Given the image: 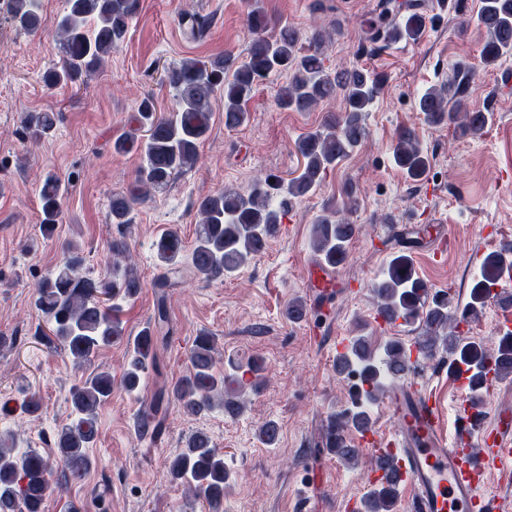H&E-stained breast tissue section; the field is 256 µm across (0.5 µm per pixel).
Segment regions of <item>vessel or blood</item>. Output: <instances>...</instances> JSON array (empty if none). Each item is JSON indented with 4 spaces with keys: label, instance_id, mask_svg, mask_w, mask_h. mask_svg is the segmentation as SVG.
I'll return each instance as SVG.
<instances>
[{
    "label": "vessel or blood",
    "instance_id": "b4317fda",
    "mask_svg": "<svg viewBox=\"0 0 512 512\" xmlns=\"http://www.w3.org/2000/svg\"><path fill=\"white\" fill-rule=\"evenodd\" d=\"M427 365V355L413 349L407 380L385 402L404 428L402 437L391 439L372 428L361 435L378 463L373 478L384 477L381 462L395 463L405 489L402 512H498L488 484L492 473L512 472V431L504 424L512 413L503 409L499 421L489 420L485 398L467 393L466 372L452 367L448 376L462 389V403L454 436H443L440 404L421 390Z\"/></svg>",
    "mask_w": 512,
    "mask_h": 512
}]
</instances>
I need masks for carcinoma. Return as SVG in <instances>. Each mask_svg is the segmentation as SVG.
<instances>
[{
    "label": "carcinoma",
    "instance_id": "1",
    "mask_svg": "<svg viewBox=\"0 0 512 512\" xmlns=\"http://www.w3.org/2000/svg\"><path fill=\"white\" fill-rule=\"evenodd\" d=\"M137 8L138 0H66V11L57 23L62 56L59 65L45 78L46 85L75 83L96 73L112 50L125 42L129 21ZM2 12L28 32L40 26L39 0H0ZM379 18L371 25L368 37L374 49L400 41L418 42L429 21L421 0H382ZM478 18L487 34L482 47L484 63L491 65L511 55L512 0H481ZM247 24L254 37L246 61L239 64L230 56L219 55L207 61L186 59L164 67L162 83L173 92L174 115H158L154 98L148 96L132 118L135 128L112 143L113 152L125 153L137 141V132H146L144 165L128 190L112 195V223L129 224L136 205L145 202L151 193L167 188L178 174L193 166L199 144L210 131L216 103L223 105L225 127L243 125L248 118L245 103L254 89L278 71L290 73L288 85L277 98L282 109L302 112L340 99L339 111L328 112L320 129L299 139L297 151L303 166L287 186L267 180L244 193L222 191L197 201L201 221L190 250L188 271L203 282L230 277L261 254L292 211L295 200L315 192L327 171L362 143L366 136L364 114L370 111L384 82L382 77L358 66L328 71L324 65L326 38L321 31L312 36L306 48L299 45V34L290 26H281L276 34L267 35L272 20L257 3L250 6ZM461 93L462 85L451 82L430 87L418 96L417 110L431 124H455L464 134H476L489 124L490 113L462 108L458 99ZM55 125L52 112H32L25 120L33 140L49 135ZM392 153L395 166L406 178L418 181L424 177L429 158L414 129L404 127L397 131ZM60 199V182L47 177L40 193V225L46 234L53 233L59 223ZM357 233L358 225L336 220L334 213L328 212L312 225V247L323 263L338 266L345 261L348 246ZM155 248L167 272L159 283L165 288L169 276L182 272L178 258L185 251V244L178 231L169 230ZM63 251L62 264L37 284L34 303L49 318L53 336L50 343L59 345L74 365L82 366L102 349L124 339L112 301L136 296L142 283L133 269L122 270L117 265L112 266L110 278L96 281L79 276L82 257L78 248L67 242ZM500 262L498 252L485 256L473 279L463 315L474 316L484 306ZM373 292L378 314L388 321L422 323L425 333L419 338L418 347L431 356L439 346H445L452 361L464 365L470 373L472 390H482L491 370L498 378L512 375V333L501 337L493 349L473 341L457 325L448 335L440 334L451 323L448 294L430 292L408 255L401 253L391 259L374 282ZM157 342L155 330L149 326L126 340L128 362L121 384L127 392H137L142 387L149 366L155 362ZM189 361L188 374L171 389L172 398L188 415L208 412L217 405L230 415L238 414L241 405L231 396V391L242 388L237 372L258 380L263 371L256 360L244 367L236 365L230 373L217 369L214 340L204 333L197 337ZM336 370L345 375L356 373L366 385L360 401L330 417L324 430L327 450L351 462L357 460L359 449L348 441V432L368 428L371 407L409 371V359L404 347L393 340L375 348L359 336L337 355ZM112 388V375L99 372L73 389L75 420L57 431L52 455L20 448L14 433L0 431V512H44V502L50 494L67 489L89 474L93 460L87 449L96 440V413L112 396ZM158 410L156 400L141 413L136 421L140 434H161L163 420L158 418ZM383 469L386 484L368 492L362 500V512H393L399 475L390 462L383 463ZM168 474L171 481L187 486L194 497L202 500L208 512H224L231 474L224 455L212 447L206 433L197 431L188 437L184 448L171 457Z\"/></svg>",
    "mask_w": 512,
    "mask_h": 512
}]
</instances>
